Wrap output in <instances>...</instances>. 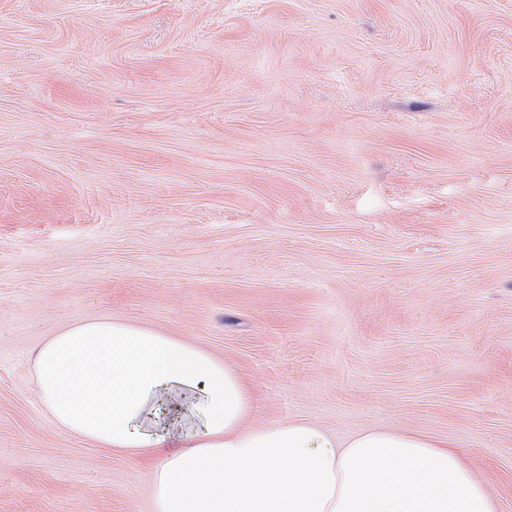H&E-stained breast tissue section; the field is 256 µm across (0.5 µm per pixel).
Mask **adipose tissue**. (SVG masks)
Wrapping results in <instances>:
<instances>
[{
  "instance_id": "1",
  "label": "adipose tissue",
  "mask_w": 512,
  "mask_h": 512,
  "mask_svg": "<svg viewBox=\"0 0 512 512\" xmlns=\"http://www.w3.org/2000/svg\"><path fill=\"white\" fill-rule=\"evenodd\" d=\"M64 430L151 459L154 512H497L462 449L384 428L244 422L250 389L203 349L128 321L72 324L37 352Z\"/></svg>"
}]
</instances>
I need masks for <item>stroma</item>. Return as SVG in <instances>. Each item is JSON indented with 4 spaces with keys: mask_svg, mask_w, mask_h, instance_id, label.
Instances as JSON below:
<instances>
[{
    "mask_svg": "<svg viewBox=\"0 0 512 512\" xmlns=\"http://www.w3.org/2000/svg\"><path fill=\"white\" fill-rule=\"evenodd\" d=\"M306 420L453 441L512 512V0H0V512H153L57 426L84 320Z\"/></svg>",
    "mask_w": 512,
    "mask_h": 512,
    "instance_id": "stroma-1",
    "label": "stroma"
}]
</instances>
